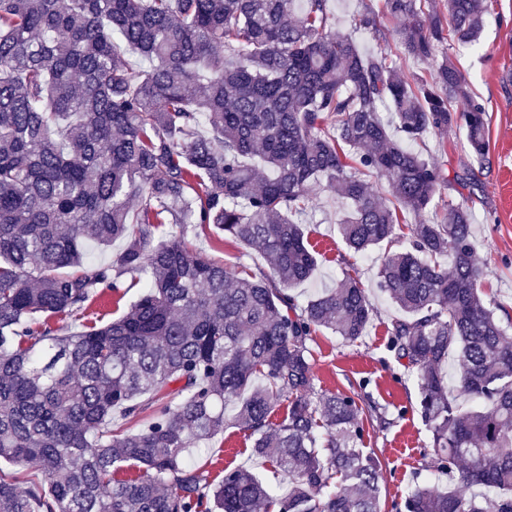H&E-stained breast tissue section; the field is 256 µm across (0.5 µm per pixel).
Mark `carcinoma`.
I'll use <instances>...</instances> for the list:
<instances>
[{"label":"carcinoma","mask_w":512,"mask_h":512,"mask_svg":"<svg viewBox=\"0 0 512 512\" xmlns=\"http://www.w3.org/2000/svg\"><path fill=\"white\" fill-rule=\"evenodd\" d=\"M327 2L0 0V460L16 468L0 470V512H380L363 407L316 390L308 346L320 327L362 338L372 304L348 275L304 307L290 294L317 263L298 216L320 182L349 206L350 249L390 247L378 270L402 312L390 348L416 375L433 468L455 481L414 485L404 512H512V334L480 289L471 211L405 223L445 177L391 138L380 107L405 141L463 127L478 163L487 112L449 60L412 79L363 54ZM446 9L447 23L428 0H383L355 27L412 17L397 50L427 59L482 30L481 0ZM167 224L179 234L163 237ZM190 225L258 248L268 270L204 259L185 245ZM118 239V265L89 258ZM128 272L144 291L125 315L53 334L52 319ZM451 351L460 393L484 407L449 393ZM230 401L288 493L244 467L215 484L191 463Z\"/></svg>","instance_id":"1"}]
</instances>
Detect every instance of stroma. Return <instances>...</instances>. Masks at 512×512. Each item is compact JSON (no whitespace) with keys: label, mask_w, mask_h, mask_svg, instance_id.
<instances>
[{"label":"stroma","mask_w":512,"mask_h":512,"mask_svg":"<svg viewBox=\"0 0 512 512\" xmlns=\"http://www.w3.org/2000/svg\"><path fill=\"white\" fill-rule=\"evenodd\" d=\"M487 7L482 31L465 46L442 45L435 56L421 61L399 58L407 74L430 76L443 60H451L466 75L473 97L488 113L489 151L482 163L472 162L466 132L455 127L447 133H430L410 143L409 148L435 160L444 175L472 173L475 189L467 204L472 212L473 242L486 264L485 293L499 305L502 324L512 323V0H484ZM345 203L326 186L314 187L309 207L301 220L316 251L317 268L304 283L294 287L299 304L335 285L344 275L358 279L374 308L368 330L356 342H346L328 329L313 335V374L317 389L364 391L372 401L392 411L386 428L367 427L366 447L382 462L381 512H396L407 491L418 482L446 488L447 476L431 466V435L419 412V389L413 373L399 365L390 349V329L397 315L395 306L378 287L377 273L384 252L376 246L352 253L343 241L338 220ZM190 250L235 270L258 271L264 262L256 249L215 234L188 233ZM122 295L105 293L93 302L84 318L56 321L59 333L80 331L83 322L105 324L125 314L142 291L135 274H124ZM235 410H224V431L212 438L193 461L210 471L212 478L223 469L254 470L280 494L288 481L264 459L253 455V439L234 420Z\"/></svg>","instance_id":"35a3bbf8"}]
</instances>
